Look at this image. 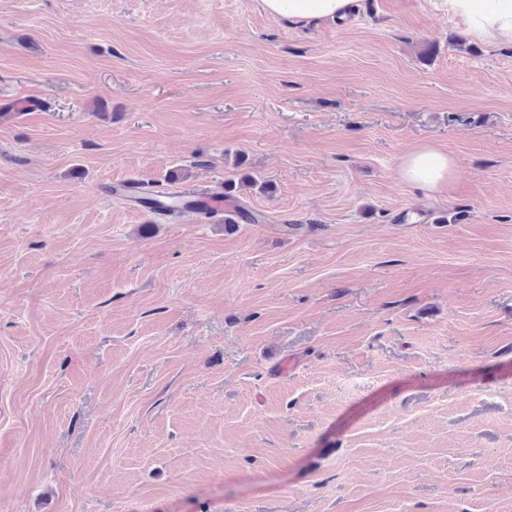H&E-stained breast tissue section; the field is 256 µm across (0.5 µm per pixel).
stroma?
I'll return each instance as SVG.
<instances>
[{"label":"stroma","instance_id":"1","mask_svg":"<svg viewBox=\"0 0 512 512\" xmlns=\"http://www.w3.org/2000/svg\"><path fill=\"white\" fill-rule=\"evenodd\" d=\"M0 512H512V39L0 0ZM454 169L455 162L447 152L432 145H420L404 156L399 173L410 189L433 194L448 185ZM236 190V183L229 181L224 185V199L222 192L212 193L195 189H184L183 191L172 194L185 202L183 207L185 212L197 213V211L192 209L198 208V205L206 209L220 212L224 210V200L232 201L235 199Z\"/></svg>","mask_w":512,"mask_h":512}]
</instances>
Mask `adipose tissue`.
I'll list each match as a JSON object with an SVG mask.
<instances>
[{
	"mask_svg": "<svg viewBox=\"0 0 512 512\" xmlns=\"http://www.w3.org/2000/svg\"><path fill=\"white\" fill-rule=\"evenodd\" d=\"M353 0H262L273 18L295 21L341 19ZM450 14L464 17L478 34L512 37V0H447ZM455 162L447 152L431 145L409 151L400 166L402 181L412 190L433 194L451 179Z\"/></svg>",
	"mask_w": 512,
	"mask_h": 512,
	"instance_id": "adipose-tissue-1",
	"label": "adipose tissue"
}]
</instances>
